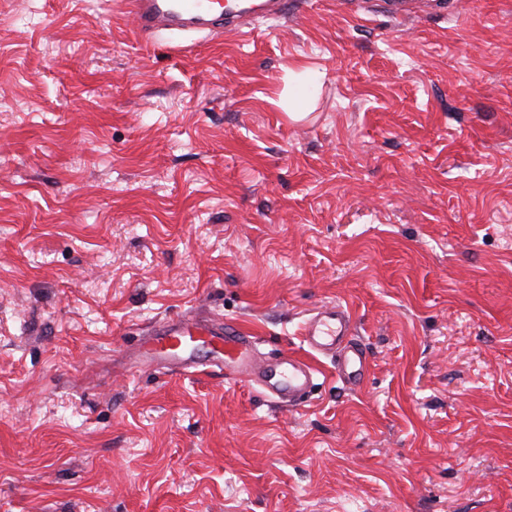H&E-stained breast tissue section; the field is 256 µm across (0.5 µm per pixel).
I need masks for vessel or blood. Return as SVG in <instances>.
Listing matches in <instances>:
<instances>
[{
	"mask_svg": "<svg viewBox=\"0 0 512 512\" xmlns=\"http://www.w3.org/2000/svg\"><path fill=\"white\" fill-rule=\"evenodd\" d=\"M389 18L402 21L438 12L442 0H385ZM140 37L151 38L162 30H206L212 34L242 33L256 19L283 20L288 0H130ZM308 346L322 355H338L336 371L352 386H360L369 355L354 333L353 318L342 305H327L304 326ZM224 369L225 375L254 383L278 402L296 408L309 394L316 368L292 354L259 359L254 337L236 323L213 320L202 323L178 316L157 326L147 339L150 359L187 370L196 367L200 352Z\"/></svg>",
	"mask_w": 512,
	"mask_h": 512,
	"instance_id": "b4317fda",
	"label": "vessel or blood"
}]
</instances>
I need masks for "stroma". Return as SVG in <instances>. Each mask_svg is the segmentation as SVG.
I'll return each instance as SVG.
<instances>
[{
  "label": "stroma",
  "mask_w": 512,
  "mask_h": 512,
  "mask_svg": "<svg viewBox=\"0 0 512 512\" xmlns=\"http://www.w3.org/2000/svg\"><path fill=\"white\" fill-rule=\"evenodd\" d=\"M297 2L143 39L0 0V512H512V0ZM336 303L358 389L303 340ZM176 315L307 359L309 401L143 368ZM383 3L386 4L387 16L398 21L445 9L442 0H385Z\"/></svg>",
  "instance_id": "stroma-1"
}]
</instances>
